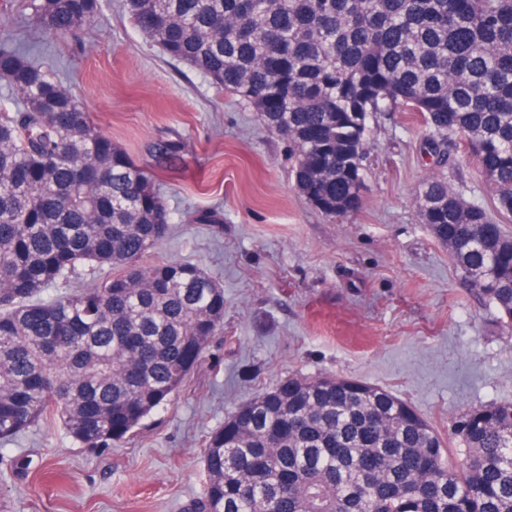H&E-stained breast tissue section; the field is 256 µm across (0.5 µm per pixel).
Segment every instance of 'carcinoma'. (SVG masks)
<instances>
[{
    "label": "carcinoma",
    "mask_w": 512,
    "mask_h": 512,
    "mask_svg": "<svg viewBox=\"0 0 512 512\" xmlns=\"http://www.w3.org/2000/svg\"><path fill=\"white\" fill-rule=\"evenodd\" d=\"M99 0H29L53 37ZM130 22L288 139L294 184L330 218L360 208L382 112H416L428 152L456 140L512 214V0H126ZM0 443L46 417L84 448L129 436L185 383L224 325L193 262L144 266L171 212L152 176L65 84L0 40ZM416 206L464 279L512 322V233L448 181ZM82 265L114 269L46 295ZM448 444L388 391L292 376L205 445L186 512H512V403L468 409Z\"/></svg>",
    "instance_id": "carcinoma-1"
}]
</instances>
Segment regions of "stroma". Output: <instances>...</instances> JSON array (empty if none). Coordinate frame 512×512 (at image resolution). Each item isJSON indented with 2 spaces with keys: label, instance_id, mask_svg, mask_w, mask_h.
Listing matches in <instances>:
<instances>
[{
  "label": "stroma",
  "instance_id": "35a3bbf8",
  "mask_svg": "<svg viewBox=\"0 0 512 512\" xmlns=\"http://www.w3.org/2000/svg\"><path fill=\"white\" fill-rule=\"evenodd\" d=\"M100 2L61 39L11 0L0 35L153 175L173 221L142 263L206 269L224 287V327L171 401L122 442L83 448L42 422L0 445V512H184L206 482L209 433L291 376L382 388L443 435L465 409L512 403V322L470 288L415 205L421 184L443 176L512 231L461 148L439 166L418 114L382 115L366 143L361 207L327 217L297 192L284 136L165 56L130 23L125 0ZM169 143L177 155L157 162L153 147ZM201 212L216 223H196Z\"/></svg>",
  "mask_w": 512,
  "mask_h": 512
}]
</instances>
